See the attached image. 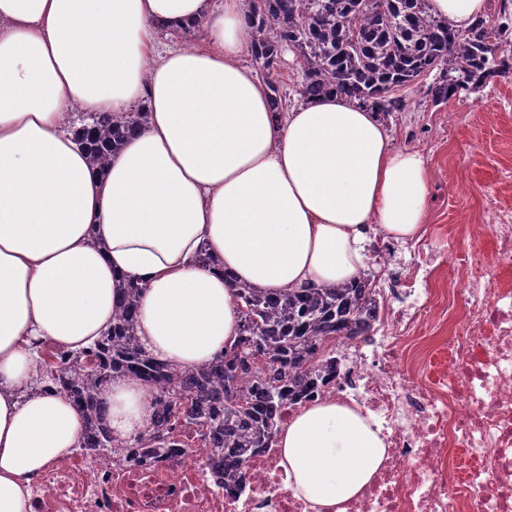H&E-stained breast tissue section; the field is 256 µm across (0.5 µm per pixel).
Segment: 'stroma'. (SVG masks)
Wrapping results in <instances>:
<instances>
[{"label":"stroma","mask_w":512,"mask_h":512,"mask_svg":"<svg viewBox=\"0 0 512 512\" xmlns=\"http://www.w3.org/2000/svg\"><path fill=\"white\" fill-rule=\"evenodd\" d=\"M432 82L427 75L398 88L405 107L386 127L396 147L418 148L425 159L430 198L424 236L435 242L450 232L465 248L469 225L487 221L488 199L512 208V77L440 105L427 95ZM452 112L463 118L443 133L439 125Z\"/></svg>","instance_id":"35a3bbf8"}]
</instances>
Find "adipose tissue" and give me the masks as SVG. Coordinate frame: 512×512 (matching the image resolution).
<instances>
[{"label":"adipose tissue","instance_id":"1","mask_svg":"<svg viewBox=\"0 0 512 512\" xmlns=\"http://www.w3.org/2000/svg\"><path fill=\"white\" fill-rule=\"evenodd\" d=\"M459 31L489 0H429ZM199 24L203 39L176 35ZM169 43H162V36ZM247 0H0V512H28L27 485L79 444L61 393L21 399L39 347H89L112 324L115 288H142L138 335L155 357L201 366L240 323L233 282L267 292L336 284L365 268L375 232L406 242L426 220L422 154L344 97L276 118L241 63ZM148 111L145 130L89 167L73 113ZM216 259L195 263L200 246ZM110 429L148 425L149 388L101 394ZM293 491L321 507L357 496L380 467L377 430L318 401L279 436Z\"/></svg>","mask_w":512,"mask_h":512}]
</instances>
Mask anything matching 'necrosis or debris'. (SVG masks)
<instances>
[{"mask_svg":"<svg viewBox=\"0 0 512 512\" xmlns=\"http://www.w3.org/2000/svg\"><path fill=\"white\" fill-rule=\"evenodd\" d=\"M469 227L463 266L443 248L414 250L393 268L396 244L375 237L385 287L369 285L374 332L344 340L345 357L326 399L359 408L375 423L386 454L345 512H512V211L486 206ZM493 237V252L479 247ZM447 274L464 308L442 335L448 304L430 280ZM280 448L247 462L242 487L224 486L220 448H170L155 458L81 451L33 477L29 512H325L295 495Z\"/></svg>","mask_w":512,"mask_h":512,"instance_id":"necrosis-or-debris-1","label":"necrosis or debris"}]
</instances>
